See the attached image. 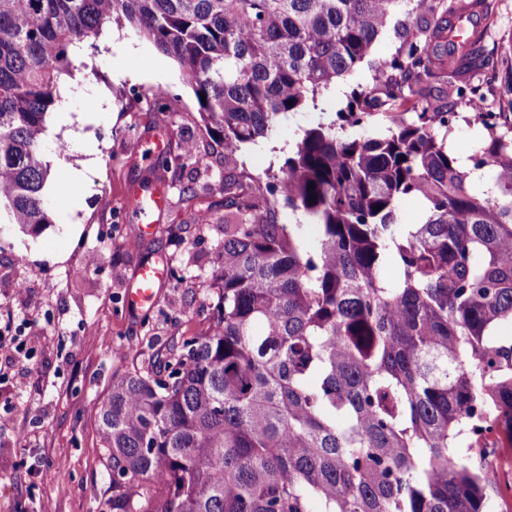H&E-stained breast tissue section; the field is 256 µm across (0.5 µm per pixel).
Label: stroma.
<instances>
[{
	"label": "stroma",
	"instance_id": "stroma-1",
	"mask_svg": "<svg viewBox=\"0 0 512 512\" xmlns=\"http://www.w3.org/2000/svg\"><path fill=\"white\" fill-rule=\"evenodd\" d=\"M412 20L398 14L351 77L319 99L318 109L288 115L276 132L246 145L242 159L257 174L283 163L302 128L334 119L352 88H370L379 61L399 46ZM512 0H495L476 72L491 110L512 57ZM59 98L46 116L44 151L51 173L44 203L51 222L36 236L8 233L0 241V315L35 342L32 359L0 350V512H103L112 471L101 447L97 409L112 380L133 367L160 368L158 349L203 333L217 291L210 283L224 241V151L199 115L192 87L177 63L127 26L110 24L69 52ZM169 106L165 126L152 128L158 93ZM440 103L459 118L447 141L469 158L485 136L446 85ZM197 146L184 168L163 170L165 152ZM69 147L66 155L57 144ZM163 189L168 204L152 228L141 229L126 206L131 190ZM211 207L206 224H183V188ZM93 267H85L87 255ZM145 261L167 278L152 306L127 304L125 293ZM24 282L25 293L13 290Z\"/></svg>",
	"mask_w": 512,
	"mask_h": 512
}]
</instances>
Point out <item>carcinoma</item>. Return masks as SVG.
<instances>
[{
	"label": "carcinoma",
	"mask_w": 512,
	"mask_h": 512,
	"mask_svg": "<svg viewBox=\"0 0 512 512\" xmlns=\"http://www.w3.org/2000/svg\"><path fill=\"white\" fill-rule=\"evenodd\" d=\"M416 19L337 118L301 129L278 170L245 145L351 76L398 11ZM493 0H0V224L50 223L42 135L69 51L126 23L173 58L224 149V243L208 329L165 371L112 381L97 411L112 512H486L501 491L457 452L480 423L512 447V118L485 114L464 170L458 113L432 84L481 97L476 34ZM412 105L417 121L397 118ZM376 107L390 125L346 127ZM490 170L476 190L472 176ZM314 189H309V186ZM316 200H311V196ZM183 197L186 222L210 211ZM315 225L272 224L279 201ZM420 202L416 224L401 204ZM384 111V108H379L374 111V116L367 124L348 128L349 135L357 138H364L382 133L389 125L388 118H386Z\"/></svg>",
	"instance_id": "obj_1"
}]
</instances>
